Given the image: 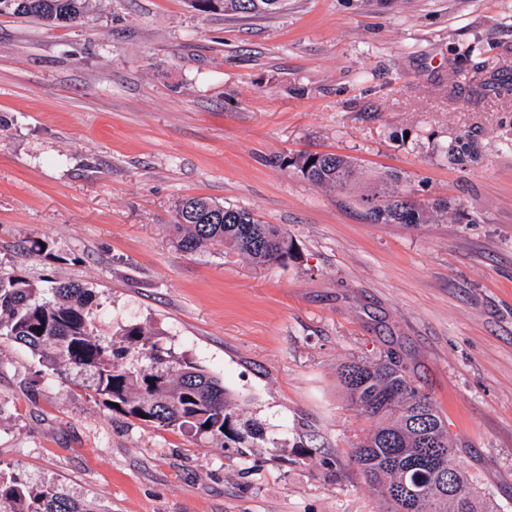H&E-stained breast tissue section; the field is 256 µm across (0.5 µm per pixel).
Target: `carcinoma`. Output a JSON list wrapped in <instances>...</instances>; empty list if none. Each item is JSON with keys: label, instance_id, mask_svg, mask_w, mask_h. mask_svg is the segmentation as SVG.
<instances>
[{"label": "carcinoma", "instance_id": "1", "mask_svg": "<svg viewBox=\"0 0 512 512\" xmlns=\"http://www.w3.org/2000/svg\"><path fill=\"white\" fill-rule=\"evenodd\" d=\"M226 14H258L280 8L283 0H217ZM89 0H0V15L33 18L46 26L84 23ZM304 178L340 192L358 180L353 158L333 153L309 154L289 162ZM401 175L382 176L360 196L373 224L418 227L448 214V202L426 206L409 201L399 184ZM178 249L191 254L203 246L220 244L255 263L298 260L288 230L267 224L244 207L225 206L194 196L176 208ZM52 298L19 272L0 274V342L27 348L38 362L53 371L75 369L93 375V390L101 404L137 420L163 427L188 426L216 440L242 443L236 427L233 398L223 381L194 362L172 355L149 341L138 326L122 329L123 346L116 348L97 333L90 316L92 292L74 283L51 288ZM134 350L150 367L130 369L119 358ZM342 385L360 413L374 427L356 438L352 457L378 492L385 512H499L498 503L474 487L470 477L452 463L455 448L430 399L412 387L398 362H352L338 371ZM432 455L454 481L458 493L440 490L431 468L420 464ZM4 512H96L69 498L58 488L29 487L18 479L0 480Z\"/></svg>", "mask_w": 512, "mask_h": 512}]
</instances>
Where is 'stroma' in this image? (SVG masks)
<instances>
[{
	"label": "stroma",
	"mask_w": 512,
	"mask_h": 512,
	"mask_svg": "<svg viewBox=\"0 0 512 512\" xmlns=\"http://www.w3.org/2000/svg\"><path fill=\"white\" fill-rule=\"evenodd\" d=\"M463 139L472 155L452 163ZM396 171L444 220L373 224L290 166ZM204 196L284 226L296 263L176 247ZM44 252L30 251L31 242ZM93 290L221 378L264 438L220 447L105 408L90 373L0 342V477L99 512H380L342 365L397 356L453 463L512 512V0H90L85 26L0 15V273ZM220 4L210 12L222 11L224 14H258L272 12L280 8L283 0H214Z\"/></svg>",
	"instance_id": "stroma-1"
}]
</instances>
